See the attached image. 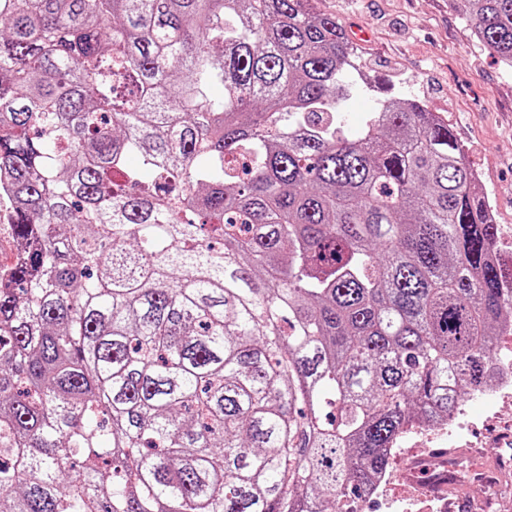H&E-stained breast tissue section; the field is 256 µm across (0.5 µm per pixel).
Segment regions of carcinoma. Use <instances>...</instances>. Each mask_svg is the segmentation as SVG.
Listing matches in <instances>:
<instances>
[{
  "label": "carcinoma",
  "instance_id": "carcinoma-1",
  "mask_svg": "<svg viewBox=\"0 0 512 512\" xmlns=\"http://www.w3.org/2000/svg\"><path fill=\"white\" fill-rule=\"evenodd\" d=\"M356 71L312 0H0V512H349L494 379L489 200Z\"/></svg>",
  "mask_w": 512,
  "mask_h": 512
}]
</instances>
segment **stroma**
Instances as JSON below:
<instances>
[{
    "label": "stroma",
    "instance_id": "stroma-1",
    "mask_svg": "<svg viewBox=\"0 0 512 512\" xmlns=\"http://www.w3.org/2000/svg\"><path fill=\"white\" fill-rule=\"evenodd\" d=\"M358 48L361 73L379 79L394 96L415 98L448 122L476 172L500 228V246L512 253V69L473 37L460 0H315ZM456 448L447 442L406 439L390 457L384 492L371 512H444L442 502L425 508L413 495L409 463L449 450L455 463L488 469L512 484V446H492L493 436L512 432V405L488 408L472 398ZM446 498L464 512H512V491L488 495L480 485L451 482ZM494 504H487V497Z\"/></svg>",
    "mask_w": 512,
    "mask_h": 512
}]
</instances>
